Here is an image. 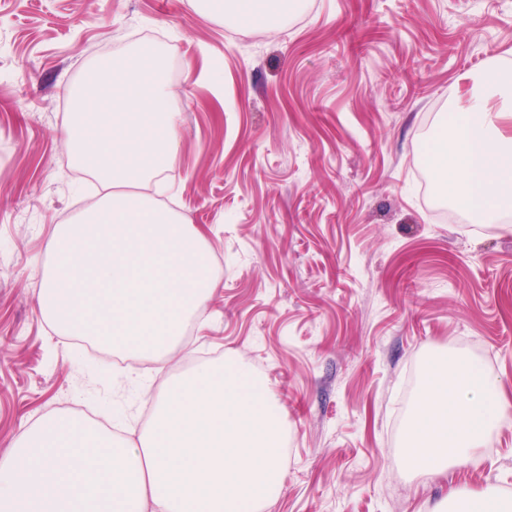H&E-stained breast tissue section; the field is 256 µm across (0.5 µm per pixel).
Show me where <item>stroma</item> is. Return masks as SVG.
I'll return each instance as SVG.
<instances>
[{"label": "stroma", "mask_w": 512, "mask_h": 512, "mask_svg": "<svg viewBox=\"0 0 512 512\" xmlns=\"http://www.w3.org/2000/svg\"><path fill=\"white\" fill-rule=\"evenodd\" d=\"M173 58L166 183L219 284L169 354L120 367L39 309L58 226L100 199L63 145L71 91L104 49ZM512 65V0H293L240 23L194 0H0V458L40 418L83 409L138 442L205 354L276 392L284 481L260 512H427L449 488L512 497V422L477 461L410 471L425 370L480 362L512 406V222L452 223L417 175L430 122Z\"/></svg>", "instance_id": "stroma-1"}]
</instances>
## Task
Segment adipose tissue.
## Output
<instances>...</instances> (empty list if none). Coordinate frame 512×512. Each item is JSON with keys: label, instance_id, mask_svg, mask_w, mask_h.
Returning a JSON list of instances; mask_svg holds the SVG:
<instances>
[{"label": "adipose tissue", "instance_id": "adipose-tissue-1", "mask_svg": "<svg viewBox=\"0 0 512 512\" xmlns=\"http://www.w3.org/2000/svg\"><path fill=\"white\" fill-rule=\"evenodd\" d=\"M482 85L499 99V109L475 101L453 123L449 138L435 144L430 174L459 208L494 224L512 209V135L502 130L512 121V72L493 69ZM503 407L497 379L480 366L452 361L431 370L405 430L407 467L430 472L476 460ZM429 512H512V498L490 489H453Z\"/></svg>", "mask_w": 512, "mask_h": 512}]
</instances>
